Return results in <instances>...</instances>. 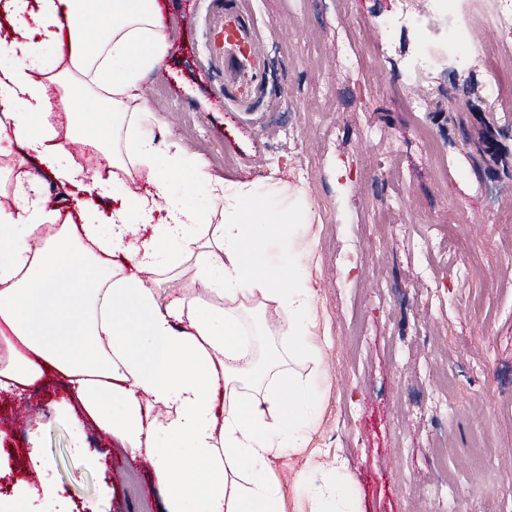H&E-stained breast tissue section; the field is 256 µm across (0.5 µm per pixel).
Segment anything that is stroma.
Here are the masks:
<instances>
[{
    "instance_id": "obj_1",
    "label": "stroma",
    "mask_w": 512,
    "mask_h": 512,
    "mask_svg": "<svg viewBox=\"0 0 512 512\" xmlns=\"http://www.w3.org/2000/svg\"><path fill=\"white\" fill-rule=\"evenodd\" d=\"M217 0H165L173 31L161 72H149L130 107L150 125L120 139L153 137L174 161L166 186L203 213L196 243L167 268L144 273L159 303L180 295L223 309L199 283L201 246L216 249L224 210L192 183L274 187L276 204L301 199L302 223L265 245L271 263L294 265L313 291L304 357L287 337L251 336L268 363L242 400L288 373L309 389L300 447L273 455L278 512H309L322 472L344 460L341 482L361 512H512V112H502L489 72H512L493 53L495 0H462L457 24L478 49L449 45L448 10L408 0L413 27L387 28L391 0H254L269 59L267 98L230 122L217 101L219 70L207 55L205 18ZM419 97L423 109L408 111ZM352 175L336 176L337 162ZM62 213L77 201L106 206L94 180L83 190L45 176ZM458 214L456 244L433 220ZM66 379L43 376L22 393L0 391V474L53 482L70 512H167V491L130 449L68 410ZM500 449L475 472L477 434ZM448 442L436 463L432 445Z\"/></svg>"
}]
</instances>
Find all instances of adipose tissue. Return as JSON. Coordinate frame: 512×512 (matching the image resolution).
<instances>
[{
  "label": "adipose tissue",
  "mask_w": 512,
  "mask_h": 512,
  "mask_svg": "<svg viewBox=\"0 0 512 512\" xmlns=\"http://www.w3.org/2000/svg\"><path fill=\"white\" fill-rule=\"evenodd\" d=\"M16 34L13 61L0 65V111L11 121L23 152L18 166L37 158L61 184L78 185L86 176L54 127L44 120L52 98L73 103L77 83L94 86L99 100L92 118L68 114L71 135L101 152L113 166L132 161L145 170L157 192H165L170 163L159 144L140 137L127 150L111 149L126 122L141 124L146 107L128 111L125 101L144 75L169 54L173 37L158 0H0ZM71 26L69 54L47 52L61 20ZM96 24L98 38L80 41ZM44 42H34L31 25ZM224 207L217 250L200 252V282L223 297L222 311L200 309L180 297L160 305L139 276L143 269L171 265L201 221L187 200L135 195L121 184L104 189L120 207L106 213L89 205L76 224H58L48 208L41 179L17 182L15 204L0 207V390L34 384L45 372L65 377L83 414L123 447L144 456L168 492V512H276L279 496L267 469L269 458L296 447L307 416L309 395L291 380L248 403L236 387L255 378V364L234 302L261 294L277 302L282 315L261 321V332L278 331L295 354L304 353V315L310 288L267 263L262 236L279 224L297 221L294 206L262 201L255 182L222 186L207 183ZM153 227L151 242L131 247L136 225ZM135 271L117 275L115 254ZM166 408L153 416L141 397ZM118 404L120 419L106 409ZM204 461L210 469L198 493H190L184 463ZM248 469L252 480L235 476Z\"/></svg>",
  "instance_id": "obj_1"
}]
</instances>
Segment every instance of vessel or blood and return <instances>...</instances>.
I'll return each instance as SVG.
<instances>
[{
  "mask_svg": "<svg viewBox=\"0 0 512 512\" xmlns=\"http://www.w3.org/2000/svg\"><path fill=\"white\" fill-rule=\"evenodd\" d=\"M213 55L223 74L218 100L226 109L247 111L266 90V65L251 11V0H223L209 17Z\"/></svg>",
  "mask_w": 512,
  "mask_h": 512,
  "instance_id": "obj_1",
  "label": "vessel or blood"
}]
</instances>
